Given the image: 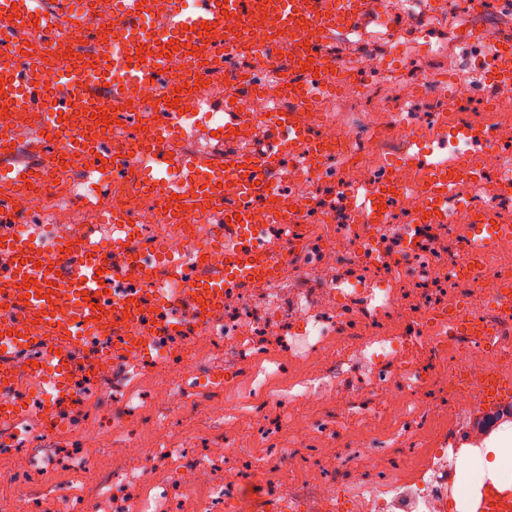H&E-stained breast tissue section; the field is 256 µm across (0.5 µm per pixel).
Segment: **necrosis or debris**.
<instances>
[{"label": "necrosis or debris", "instance_id": "1", "mask_svg": "<svg viewBox=\"0 0 512 512\" xmlns=\"http://www.w3.org/2000/svg\"><path fill=\"white\" fill-rule=\"evenodd\" d=\"M420 35L409 59L371 53L354 68L331 55L338 86L300 114L313 149L288 156L272 195L253 204L251 237L278 273L225 289L218 312L197 310L189 282L215 270L206 247L236 239L224 222L234 193L222 209L168 221L144 185L147 156L130 152L163 100L184 109L202 98L175 92L190 78L184 53L154 81L118 72L130 104L113 109L102 142L111 173L92 176L74 156L56 187L0 193V234H39L50 258L65 239L111 248L110 219L123 212L127 251L148 273L114 262L106 301L138 292L160 306L147 352L110 335L77 348L98 366L74 374L52 423L38 376L51 352L29 343L11 354L19 377L0 386V406L21 412L0 417V512H512V481L472 477L492 444L512 469V392L482 391L512 378V113L503 87L476 95L437 70L441 38L425 23ZM403 66L412 97L362 111ZM286 70L273 47L211 57V84H231L245 110L238 142L291 106ZM474 96L481 111H457ZM432 166L459 177L447 220L421 223ZM390 179L400 192L370 211ZM277 201L290 223L270 222ZM200 436L215 454L192 449Z\"/></svg>", "mask_w": 512, "mask_h": 512}]
</instances>
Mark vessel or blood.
I'll list each match as a JSON object with an SVG mask.
<instances>
[{
  "label": "vessel or blood",
  "mask_w": 512,
  "mask_h": 512,
  "mask_svg": "<svg viewBox=\"0 0 512 512\" xmlns=\"http://www.w3.org/2000/svg\"><path fill=\"white\" fill-rule=\"evenodd\" d=\"M37 0H0V39L9 40L16 31L28 29L39 34H50L56 45H64L69 28L77 23L90 30L98 25L90 13H75L69 0H58L55 8L44 10ZM112 18L109 28L118 51L112 58L113 67L133 68L137 76L156 79L164 70L171 49L188 50L200 45L203 38L201 25L217 26L225 15L237 16L234 29L225 34V49L250 47L266 39L288 38L302 43L300 59H313L314 72L319 85H326L323 76L325 59L316 39L317 31H336L354 28L371 9L372 0H201L198 10L184 11L178 0H112ZM153 13V25H145L146 13ZM85 62L73 60L62 54L53 69H45L36 57H24L9 49L0 50V109L10 111L36 109L49 115L50 124L36 129L38 139H49L58 158L73 154L82 155L89 165H97L98 158L89 145L81 141L64 139L63 133L72 124L73 112L86 106L109 111L112 102L122 97L118 82L98 79L88 85L84 74ZM512 81V43L499 44L483 82L493 86ZM211 118L207 112H186L180 120H173L171 113H160L147 139L139 144L141 151L151 158L148 185L160 196H168V174L173 159L168 144L175 136H186L207 126ZM267 127L279 135L276 150L253 157L244 152L226 155L229 167L224 171L212 169L199 155L183 165L190 189L184 192L182 206L198 207L207 201L219 207L223 197L221 184L225 177L235 180L238 203L226 209L225 217H238L239 243L226 254L224 276L217 280H194L192 288L198 298L201 312L220 308L224 291L240 280L252 279L260 283L276 272L275 264L262 250L249 241L248 226L253 222L251 199L267 192L265 176L282 166V157L295 153L306 145L308 133L296 113H267ZM17 144L8 136H0V178L8 182L36 183L42 179L40 163L28 162L26 168L15 165ZM451 181L447 169L433 173L426 184L430 211L440 209V202L447 198ZM116 238L108 251L92 249L83 256L73 270L67 291H50V282L56 281L55 269L43 255L36 239L17 241L5 239L0 244L12 255L8 268L0 271V297L9 298L17 310V318L0 314V354L19 346L40 341L55 350L52 372L43 374L42 382L47 405H54L57 397L70 383V350L88 333L121 330L127 348L146 351L148 344L141 337L145 313L142 298L121 300L112 307L110 314H101L99 297L103 292L95 274L103 269L114 250L122 245V234L130 233V225L116 222Z\"/></svg>",
  "instance_id": "b4317fda"
}]
</instances>
